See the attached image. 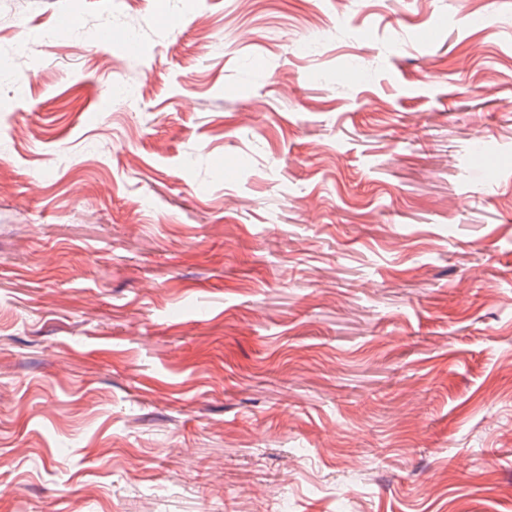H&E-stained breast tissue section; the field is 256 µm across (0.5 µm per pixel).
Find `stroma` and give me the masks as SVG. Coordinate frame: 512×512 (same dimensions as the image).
Instances as JSON below:
<instances>
[{
    "label": "stroma",
    "instance_id": "obj_1",
    "mask_svg": "<svg viewBox=\"0 0 512 512\" xmlns=\"http://www.w3.org/2000/svg\"><path fill=\"white\" fill-rule=\"evenodd\" d=\"M0 512H512V0H0Z\"/></svg>",
    "mask_w": 512,
    "mask_h": 512
}]
</instances>
